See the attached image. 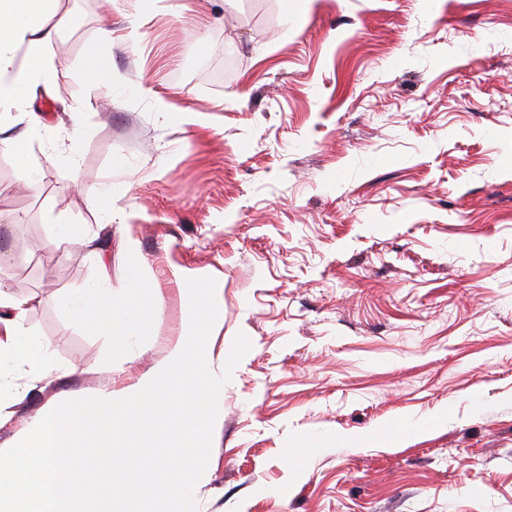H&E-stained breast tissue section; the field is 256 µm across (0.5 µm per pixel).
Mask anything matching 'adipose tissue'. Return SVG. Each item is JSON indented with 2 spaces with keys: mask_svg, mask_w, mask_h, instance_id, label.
<instances>
[{
  "mask_svg": "<svg viewBox=\"0 0 512 512\" xmlns=\"http://www.w3.org/2000/svg\"><path fill=\"white\" fill-rule=\"evenodd\" d=\"M60 0H0V145L14 155L18 177L38 187L43 167L28 143L9 137L31 90L50 84L58 66L48 48L67 25ZM69 320L88 325L122 347L129 338L148 337L160 298L145 299L141 284L125 292L91 288L82 296L59 300ZM27 301L15 297L0 280V424L11 420L14 400L34 389L54 367L53 352L24 327Z\"/></svg>",
  "mask_w": 512,
  "mask_h": 512,
  "instance_id": "adipose-tissue-1",
  "label": "adipose tissue"
}]
</instances>
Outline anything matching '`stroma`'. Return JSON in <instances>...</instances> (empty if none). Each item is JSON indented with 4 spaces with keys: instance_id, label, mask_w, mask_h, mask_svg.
I'll return each instance as SVG.
<instances>
[{
    "instance_id": "35a3bbf8",
    "label": "stroma",
    "mask_w": 512,
    "mask_h": 512,
    "mask_svg": "<svg viewBox=\"0 0 512 512\" xmlns=\"http://www.w3.org/2000/svg\"><path fill=\"white\" fill-rule=\"evenodd\" d=\"M295 3L61 0L41 131L11 134L72 161L30 190L0 148V278L56 368L0 448L62 401L137 384L189 318L185 278L211 277L208 349L251 348L203 512H512V0H317L300 23ZM104 29L97 85L85 49ZM59 222L79 241L51 251ZM135 268L162 309L112 358L58 300ZM437 412L391 447L332 445Z\"/></svg>"
}]
</instances>
